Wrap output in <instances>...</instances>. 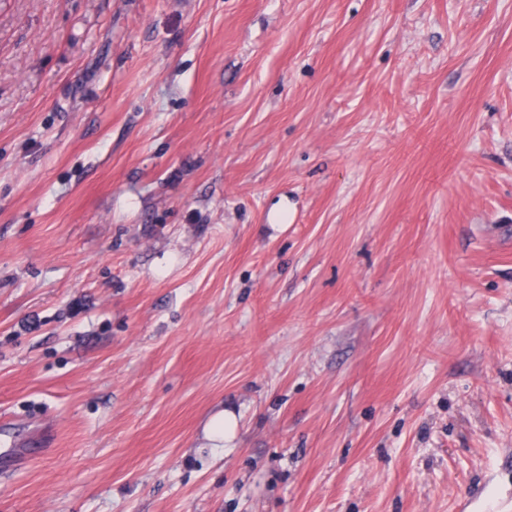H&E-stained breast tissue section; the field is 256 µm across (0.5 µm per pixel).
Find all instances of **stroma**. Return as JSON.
I'll list each match as a JSON object with an SVG mask.
<instances>
[{"label":"stroma","instance_id":"35a3bbf8","mask_svg":"<svg viewBox=\"0 0 512 512\" xmlns=\"http://www.w3.org/2000/svg\"><path fill=\"white\" fill-rule=\"evenodd\" d=\"M4 419L0 512H512V0H0Z\"/></svg>","mask_w":512,"mask_h":512}]
</instances>
